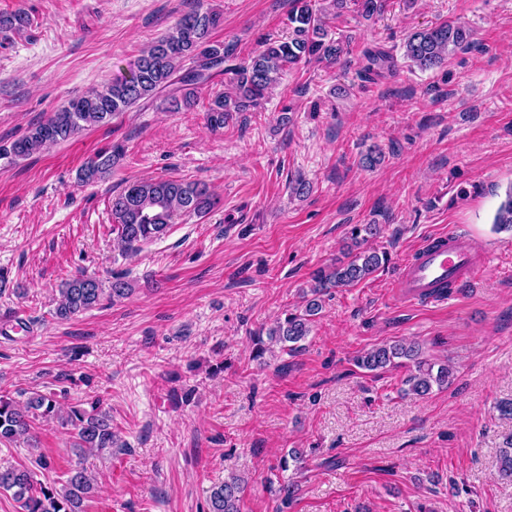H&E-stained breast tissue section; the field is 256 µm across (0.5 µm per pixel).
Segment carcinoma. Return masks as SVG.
<instances>
[{"label": "carcinoma", "instance_id": "cac0c4a2", "mask_svg": "<svg viewBox=\"0 0 512 512\" xmlns=\"http://www.w3.org/2000/svg\"><path fill=\"white\" fill-rule=\"evenodd\" d=\"M386 0H356L357 13L369 20L384 11ZM220 13L194 8L186 13L167 35L155 41L138 57L128 71L104 82L99 88L70 99L44 122L32 126L26 134L9 146H0V159L14 161L38 153L52 145L67 141L90 127L109 123L140 100L157 94L174 81L185 92L168 98L174 111L189 109L195 104V92L206 83L212 70L221 67L233 54V49L210 41L211 33L221 24ZM288 26L292 34L283 40H267L263 48L249 60L224 68L233 86L231 95H216L209 101L206 120L214 130L224 125L235 113L257 110L266 91L277 82L282 72L299 64L332 62L340 59L345 48L339 39L328 38L327 22L312 0H291ZM473 44V32L464 23L443 21L412 32L406 39L405 56L423 70L438 69L458 50ZM194 66L181 70L184 61ZM362 72L369 77L388 68L389 55L380 50L363 53ZM123 154L119 145L102 150L80 168L79 180L94 183L108 175ZM217 205V197L202 183H185L174 179L139 180L127 184L112 196V232L126 251H136L146 242L163 236L181 215L204 216ZM498 231H512V187L506 192L493 220ZM381 258L367 250L347 254V260L320 267L310 274L309 293L303 294L304 309L281 313L268 331L270 343L290 351L310 332L312 317L322 309L320 296L332 288L349 287L376 273ZM132 291L120 277L112 280L111 288H102L94 276L76 275L59 288L55 316L68 320L97 305L104 294L122 299ZM421 349L414 344L394 343L373 347L356 359L358 366L374 371L394 364L399 358L415 363V372L404 384L417 396L429 394L433 388L448 387L453 370L450 365H435L420 359ZM100 403L87 413L77 407L61 411L56 397L39 391L30 392L25 404L0 394V444L33 440L37 421L58 420L74 431L76 455L99 452L112 447L115 435L112 418L99 410ZM500 477L512 482V437L505 438L500 454ZM93 484L82 462L67 471L61 487L34 480L26 468L0 467V492L12 493L21 512H85L84 501L91 497ZM245 485L231 476L211 489L209 512H240Z\"/></svg>", "mask_w": 512, "mask_h": 512}]
</instances>
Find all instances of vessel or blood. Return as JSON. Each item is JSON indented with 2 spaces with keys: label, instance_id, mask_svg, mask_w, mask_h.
Returning a JSON list of instances; mask_svg holds the SVG:
<instances>
[{
  "label": "vessel or blood",
  "instance_id": "b4317fda",
  "mask_svg": "<svg viewBox=\"0 0 512 512\" xmlns=\"http://www.w3.org/2000/svg\"><path fill=\"white\" fill-rule=\"evenodd\" d=\"M485 260L461 236L444 232L425 240L401 267L396 286L409 302L447 300V285L472 276Z\"/></svg>",
  "mask_w": 512,
  "mask_h": 512
}]
</instances>
